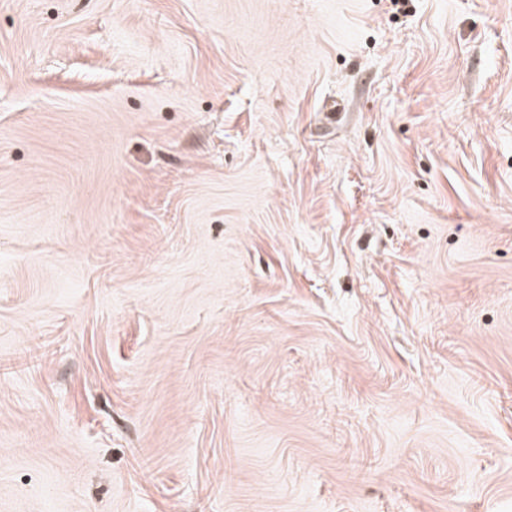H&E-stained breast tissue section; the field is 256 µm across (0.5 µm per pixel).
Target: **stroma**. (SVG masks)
<instances>
[{
  "label": "stroma",
  "instance_id": "1",
  "mask_svg": "<svg viewBox=\"0 0 512 512\" xmlns=\"http://www.w3.org/2000/svg\"><path fill=\"white\" fill-rule=\"evenodd\" d=\"M0 512H512V0H0Z\"/></svg>",
  "mask_w": 512,
  "mask_h": 512
}]
</instances>
